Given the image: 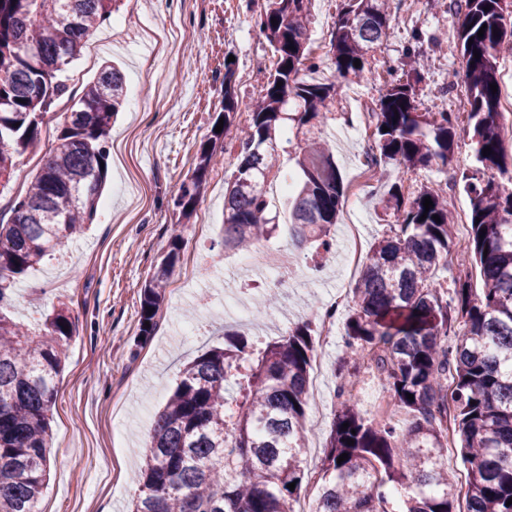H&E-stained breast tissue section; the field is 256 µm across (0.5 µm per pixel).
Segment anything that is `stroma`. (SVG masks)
Instances as JSON below:
<instances>
[{
	"instance_id": "35a3bbf8",
	"label": "stroma",
	"mask_w": 512,
	"mask_h": 512,
	"mask_svg": "<svg viewBox=\"0 0 512 512\" xmlns=\"http://www.w3.org/2000/svg\"><path fill=\"white\" fill-rule=\"evenodd\" d=\"M266 0H122L114 25L91 36L67 74L73 93L96 78L102 64L116 62L127 96L107 145L108 177L97 217L84 233L19 277L12 316L40 330L48 314L65 309L75 324L66 344V365L57 379L58 395L49 417L51 471L42 493L48 512H126L137 486L134 478L148 440L153 414L171 393L180 370L204 351L223 345L225 332L246 333L255 346L278 339L288 327L315 318L336 289L344 256L343 227H361L363 249L387 229L375 209L377 196L392 183L406 190L443 187L461 171L474 168L466 123L457 127L458 148L448 170L432 164L405 172L366 170V155L352 137L362 115L373 112L387 74L376 70L355 85H344L324 127L346 185L367 172L374 187L355 213L341 210L330 230L333 251L321 257L298 246L288 222V206L276 212L270 248L283 247L300 261L293 274L271 278L237 267L241 253L224 244V181L238 164L240 129L260 97L273 54L260 28ZM392 22L376 56L398 63L414 29L427 41L423 79L417 86L419 111H445L449 69L460 65L456 17L433 0H389ZM336 0H312L310 50L320 67L304 71L311 82L335 79L330 33ZM132 32L130 40L111 39L113 26ZM233 67L239 101L235 125L217 141L202 202L183 227L180 261L166 290L151 336L139 335L140 293L156 261L170 249L178 216L173 201L193 174L200 145L208 142L224 110V72ZM69 102L58 101L33 149L16 157L13 178L0 193V213L12 196L26 190L44 157L56 144ZM279 295L266 316L241 322L236 309L253 310L267 291ZM322 380L311 390L309 407L324 421L316 448L303 465L317 472L336 404L340 341L316 342Z\"/></svg>"
}]
</instances>
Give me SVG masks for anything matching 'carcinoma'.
<instances>
[{
  "instance_id": "obj_1",
  "label": "carcinoma",
  "mask_w": 512,
  "mask_h": 512,
  "mask_svg": "<svg viewBox=\"0 0 512 512\" xmlns=\"http://www.w3.org/2000/svg\"><path fill=\"white\" fill-rule=\"evenodd\" d=\"M118 2L0 0V184L10 181L14 156L36 145L55 103L69 92L62 73ZM310 4L267 0L260 16L277 60L239 143L236 172L252 174V183L241 188L232 178L225 182L224 245L234 249L252 247L275 230L263 185L285 119L305 143L290 208L294 236L325 252L332 245L329 228L337 223L346 187L322 127L339 86L301 77L310 62ZM450 7L479 164L456 184L470 199L469 243L484 288L474 293L467 275L447 286L435 277L457 245L447 197L428 187L407 192L400 183L379 197L390 230L372 244L351 290L338 399L310 512H512L506 505L512 497V182L479 176L482 167L508 174L500 152V94L490 85L498 82L501 52L512 51V0H450ZM389 29L385 0H340L330 38L337 77L363 79ZM424 43L421 30H413L402 51L404 70L387 82L372 113L376 167L409 170L434 162L446 169L453 162L459 116L420 112L415 104L422 74L407 66ZM125 94L120 71L103 67L65 117L58 136L65 146L43 161L25 194L12 200L9 221L0 224V512H36L39 505L50 472L49 412L73 329L63 309L48 316L45 332L24 329L8 315L11 290L17 276L95 220L108 173L101 164ZM290 99L297 111L285 113ZM238 106L228 67L224 126L214 137L234 124ZM213 156L202 145L194 174L180 187L176 206L186 217L202 200ZM426 197L433 202L428 210ZM180 244L173 235L142 288L143 336L154 330ZM315 334L314 322L305 320L259 351L228 334L224 347L186 364L155 414L130 512H291L309 481L302 432ZM369 354L394 406L413 415L409 427L371 419L346 396ZM447 419L462 441V485L448 474ZM343 453L348 459L337 462Z\"/></svg>"
}]
</instances>
